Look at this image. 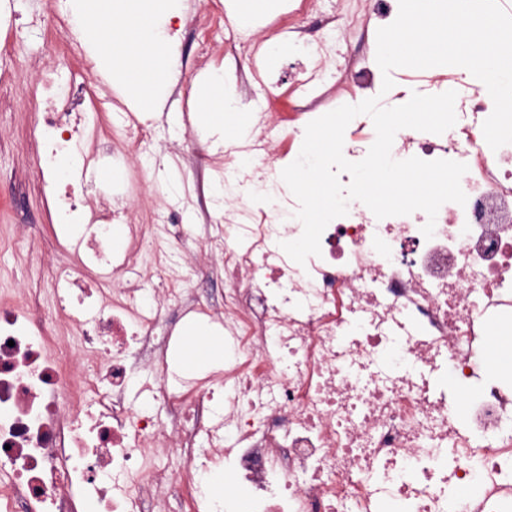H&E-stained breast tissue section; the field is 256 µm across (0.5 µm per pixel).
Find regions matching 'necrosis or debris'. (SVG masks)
Masks as SVG:
<instances>
[{
  "mask_svg": "<svg viewBox=\"0 0 512 512\" xmlns=\"http://www.w3.org/2000/svg\"><path fill=\"white\" fill-rule=\"evenodd\" d=\"M316 13L327 32L299 25ZM338 0H290L287 19L264 29L304 59L291 112L274 119L269 98L248 96L255 131L224 144V161L190 149L193 180L176 201L128 210L92 203L85 177L38 185L57 236H79L83 255L49 277L51 310L35 296L0 302V512H148L147 496L184 498L188 512H233L206 475L249 496L250 512H512V384L485 374L482 336L512 328V144L487 145L493 101L465 75L418 77V90L457 93L455 125L442 134L409 129L391 154L467 164L465 205L443 204L432 238L424 212L383 219L348 205L305 264L282 249L302 225L283 223L299 203L281 189L273 132L298 135L307 120L346 99L379 97L382 74L341 52ZM252 29H234L224 73L239 85L265 68ZM347 97L326 90L330 68ZM87 83L47 71L31 92L41 113L38 170L72 150L83 118L99 122L103 150L137 158L158 136L154 121L88 100ZM236 178L218 202L214 173ZM267 208L251 206L268 188ZM195 221L183 223L184 213ZM205 235L196 238V225ZM198 239L224 277L221 305L197 304L185 284L194 269L184 242ZM153 266L164 290L149 287ZM224 329V373L184 381L169 362L168 305ZM66 318L89 343L87 365L70 368L58 334ZM471 389L457 423L454 388ZM176 452L180 474L157 467Z\"/></svg>",
  "mask_w": 512,
  "mask_h": 512,
  "instance_id": "obj_1",
  "label": "necrosis or debris"
}]
</instances>
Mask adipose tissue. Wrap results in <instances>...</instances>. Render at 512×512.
Here are the masks:
<instances>
[{
  "label": "adipose tissue",
  "instance_id": "adipose-tissue-1",
  "mask_svg": "<svg viewBox=\"0 0 512 512\" xmlns=\"http://www.w3.org/2000/svg\"><path fill=\"white\" fill-rule=\"evenodd\" d=\"M163 4L164 0H125L119 8L113 0H71L76 29L108 46L103 65L116 70L137 98H153L167 73L169 59L163 43L145 24ZM210 87L199 102V121L246 136L251 128L249 113L231 109L224 99L222 77H215Z\"/></svg>",
  "mask_w": 512,
  "mask_h": 512
}]
</instances>
